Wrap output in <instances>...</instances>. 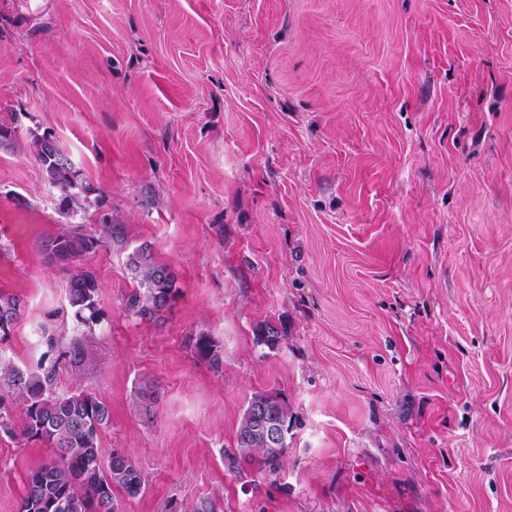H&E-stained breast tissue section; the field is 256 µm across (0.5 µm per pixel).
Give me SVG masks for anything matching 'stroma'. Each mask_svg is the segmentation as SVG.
I'll return each instance as SVG.
<instances>
[{
    "label": "stroma",
    "instance_id": "35a3bbf8",
    "mask_svg": "<svg viewBox=\"0 0 512 512\" xmlns=\"http://www.w3.org/2000/svg\"><path fill=\"white\" fill-rule=\"evenodd\" d=\"M0 122V294L23 308L0 359L108 405L102 447L146 476L122 512H512V0H0ZM106 218L89 324L40 243ZM144 243L179 276L150 321L124 310ZM271 389L283 467L238 476L224 451ZM0 407L20 512L50 450L1 376ZM47 137L38 139L36 155L50 183L61 191V206L71 210L80 205L79 200L71 190L76 186L79 174L72 167L69 159L57 148L47 145Z\"/></svg>",
    "mask_w": 512,
    "mask_h": 512
}]
</instances>
